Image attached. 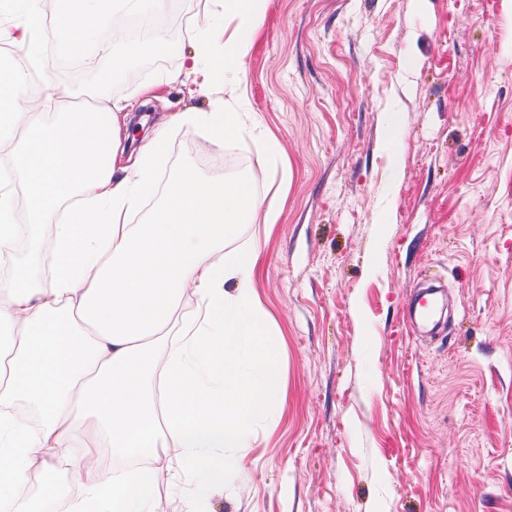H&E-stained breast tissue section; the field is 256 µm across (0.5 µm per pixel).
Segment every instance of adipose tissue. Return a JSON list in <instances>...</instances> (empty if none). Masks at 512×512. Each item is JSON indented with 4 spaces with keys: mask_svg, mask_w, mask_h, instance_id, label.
<instances>
[{
    "mask_svg": "<svg viewBox=\"0 0 512 512\" xmlns=\"http://www.w3.org/2000/svg\"><path fill=\"white\" fill-rule=\"evenodd\" d=\"M262 15L263 0H204L189 30L193 52L170 79L198 76L223 85L224 95L209 111L174 113L168 125L199 127L219 147L257 126L241 108L240 88ZM28 80L21 68L0 72L12 95L0 105V133L20 138L12 166L23 175L32 222L60 212L65 220L51 277L34 260L0 281L9 296L0 327L20 331L0 370V512H13L36 458L46 474L63 461L82 479L69 512H151L149 470L102 469L84 439L100 431L115 455L177 461L200 486L240 471L234 451L250 447L257 425L279 407L281 388L254 291L260 248L228 252L224 244L239 225L275 217L241 179L186 167L160 180L168 126L140 145L130 166L116 168L131 97L85 112L62 107L66 93L54 91L32 123L22 106ZM75 193L80 203L67 205ZM155 195L161 203L148 219L126 223ZM189 291L199 305L183 318ZM72 312L81 326L67 323ZM21 401L35 406L37 425L14 412Z\"/></svg>",
    "mask_w": 512,
    "mask_h": 512,
    "instance_id": "obj_1",
    "label": "adipose tissue"
}]
</instances>
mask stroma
<instances>
[{
    "mask_svg": "<svg viewBox=\"0 0 512 512\" xmlns=\"http://www.w3.org/2000/svg\"><path fill=\"white\" fill-rule=\"evenodd\" d=\"M203 0L151 13L176 43L141 113L150 137L174 112L208 110L220 87L167 83L191 53ZM104 56L47 62L31 99L74 91ZM261 125L213 145L169 131L161 178L180 168L251 180L272 228L227 242L263 248L255 289L278 346L283 402L243 468L210 487L211 512H512V17L503 0H265L241 87ZM9 173L15 220L42 264L57 223L32 224ZM448 296L430 333L406 317L421 287Z\"/></svg>",
    "mask_w": 512,
    "mask_h": 512,
    "instance_id": "1",
    "label": "stroma"
}]
</instances>
